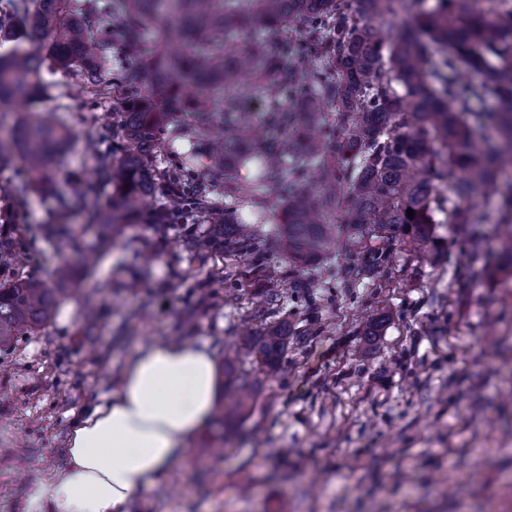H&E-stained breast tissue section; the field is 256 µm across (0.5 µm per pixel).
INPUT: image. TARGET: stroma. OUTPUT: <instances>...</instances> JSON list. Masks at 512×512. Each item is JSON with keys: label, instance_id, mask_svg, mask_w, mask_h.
I'll return each mask as SVG.
<instances>
[{"label": "stroma", "instance_id": "obj_1", "mask_svg": "<svg viewBox=\"0 0 512 512\" xmlns=\"http://www.w3.org/2000/svg\"><path fill=\"white\" fill-rule=\"evenodd\" d=\"M43 77L54 98L38 112L66 107L71 146L49 170L69 193L74 171L96 172L90 129L120 128L122 105L78 94L77 70ZM496 202L482 205V237L437 225L442 261L398 247L389 283L352 295L305 270L310 298L271 308L263 282L237 289L248 256L192 254L185 235L206 233L205 217L188 231L160 225L151 216L166 200L150 199L54 320L0 351V512H39L33 498L64 469L72 420L111 394L140 347L169 341L207 343L219 360L238 351L254 400L235 422L210 423L129 512H512V277L498 274L508 228ZM53 208L35 194L18 214L23 275L52 280L72 257L43 233ZM272 321L288 327L274 374L240 349Z\"/></svg>", "mask_w": 512, "mask_h": 512}]
</instances>
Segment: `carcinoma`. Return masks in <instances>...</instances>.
<instances>
[{
    "instance_id": "obj_1",
    "label": "carcinoma",
    "mask_w": 512,
    "mask_h": 512,
    "mask_svg": "<svg viewBox=\"0 0 512 512\" xmlns=\"http://www.w3.org/2000/svg\"><path fill=\"white\" fill-rule=\"evenodd\" d=\"M5 0L0 39L16 47L0 54V106L17 105L9 136L0 135V171L22 158L37 180L15 183L0 206V265L17 259L24 243L17 209L33 192L50 188L48 163L68 144L67 115L34 120L28 105L49 97L40 78L80 64L83 92L124 105L122 139L136 150L116 162L96 151L97 179L57 199L60 217L80 213L97 244L114 241L123 219L158 192L184 198L185 218L212 216V231L189 236L201 257L243 252L262 275V224L230 220L239 207L261 212L278 203L279 246L297 266L324 263L336 247L352 261L326 266L336 287L377 286L391 277L389 258L401 244L448 243L436 224H480L486 194L498 196L503 222L512 224V0ZM304 26L300 54L273 53L254 42L231 44L256 22L288 38ZM164 42L146 50L150 30ZM50 39L49 55L41 40ZM468 74L477 80L463 83ZM248 82L266 98L253 118L224 90ZM496 111L485 109L488 99ZM334 112L326 116L324 108ZM110 126L94 127L88 143H112ZM189 141L181 168L204 162L206 179L188 183L146 158L164 137ZM224 190V210L212 187ZM415 211L407 217V210ZM444 218L439 219L437 215ZM51 238L71 239L76 259L55 281L27 277L0 283V350L57 315L63 300L99 260L71 225H47ZM287 336L273 323L248 341L270 369ZM220 419L246 412L249 378L226 362Z\"/></svg>"
}]
</instances>
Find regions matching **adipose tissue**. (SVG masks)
Returning <instances> with one entry per match:
<instances>
[{"mask_svg":"<svg viewBox=\"0 0 512 512\" xmlns=\"http://www.w3.org/2000/svg\"><path fill=\"white\" fill-rule=\"evenodd\" d=\"M219 401L207 344L140 348L112 395L73 420L66 467L40 500L53 512H127L135 496L186 457Z\"/></svg>","mask_w":512,"mask_h":512,"instance_id":"obj_1","label":"adipose tissue"}]
</instances>
